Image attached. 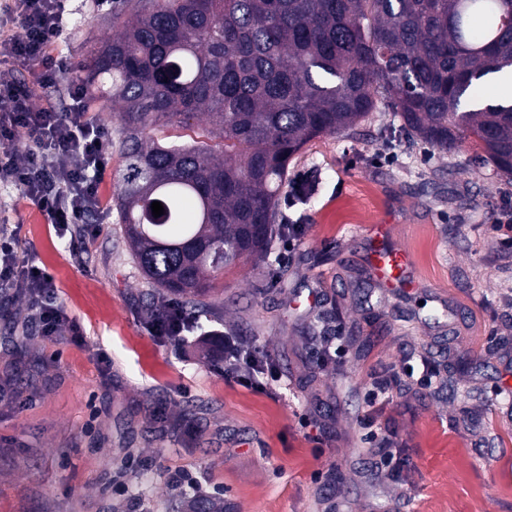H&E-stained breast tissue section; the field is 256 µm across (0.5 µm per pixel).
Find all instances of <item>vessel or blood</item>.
<instances>
[{
  "label": "vessel or blood",
  "mask_w": 512,
  "mask_h": 512,
  "mask_svg": "<svg viewBox=\"0 0 512 512\" xmlns=\"http://www.w3.org/2000/svg\"><path fill=\"white\" fill-rule=\"evenodd\" d=\"M368 262L382 285L407 292L420 289L410 256L389 243L385 225H375L368 234Z\"/></svg>",
  "instance_id": "1"
}]
</instances>
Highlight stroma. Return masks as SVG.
<instances>
[{"label":"stroma","mask_w":512,"mask_h":512,"mask_svg":"<svg viewBox=\"0 0 512 512\" xmlns=\"http://www.w3.org/2000/svg\"><path fill=\"white\" fill-rule=\"evenodd\" d=\"M69 7L54 51L78 79L113 35L112 9ZM400 124L382 107L296 156L289 179L315 183L279 203L297 240L226 271L181 345L142 319L155 289L118 224L120 154L83 243L0 187V226H17L83 333L39 335L23 297L0 291V386L17 395L0 398V512H187L202 498L224 512H512V249L492 229L512 213V182L475 164L473 142L446 155ZM376 224L419 291L377 282ZM208 331L263 351L279 382L227 378L197 345ZM177 471L196 487L175 485Z\"/></svg>","instance_id":"obj_1"}]
</instances>
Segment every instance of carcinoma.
Masks as SVG:
<instances>
[{"label":"carcinoma","instance_id":"cac0c4a2","mask_svg":"<svg viewBox=\"0 0 512 512\" xmlns=\"http://www.w3.org/2000/svg\"><path fill=\"white\" fill-rule=\"evenodd\" d=\"M507 18L512 0H115L120 31L84 81L115 119L119 223L142 275L210 314L218 277L280 234L295 156L381 104L442 151L474 139L511 180L512 104L473 95L512 70Z\"/></svg>","mask_w":512,"mask_h":512}]
</instances>
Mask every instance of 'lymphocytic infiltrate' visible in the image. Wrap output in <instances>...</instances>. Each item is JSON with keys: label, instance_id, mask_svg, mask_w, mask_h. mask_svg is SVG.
Instances as JSON below:
<instances>
[{"label": "lymphocytic infiltrate", "instance_id": "1", "mask_svg": "<svg viewBox=\"0 0 512 512\" xmlns=\"http://www.w3.org/2000/svg\"><path fill=\"white\" fill-rule=\"evenodd\" d=\"M67 2L14 0L20 28L0 40V54L37 69L35 86L0 82V185L19 189L62 234L100 214V184L112 155L109 133L91 117L83 85L67 77V58L50 53L68 23ZM38 86L61 87L65 110L34 107ZM20 135L25 138L21 162L13 154ZM19 247L14 231L0 230V286L26 299L29 322L41 335L81 341L79 326L57 300L53 276L20 255Z\"/></svg>", "mask_w": 512, "mask_h": 512}]
</instances>
